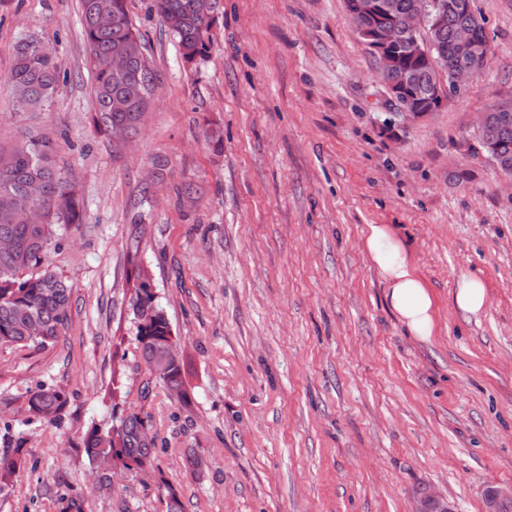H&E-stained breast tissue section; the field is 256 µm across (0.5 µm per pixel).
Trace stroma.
I'll list each match as a JSON object with an SVG mask.
<instances>
[{"mask_svg":"<svg viewBox=\"0 0 512 512\" xmlns=\"http://www.w3.org/2000/svg\"><path fill=\"white\" fill-rule=\"evenodd\" d=\"M150 5L127 0L158 88L118 151L90 122L79 0H0V77L23 33L54 46L68 73L36 114L0 84V144L34 126L59 134L84 204L46 259L74 286L66 332L45 349L0 346V454L20 431L37 463L0 493V512H59L73 488L87 512H167L162 481L185 512H413L425 486L484 512V488L512 483V180L472 128L512 96V0H475L487 66L412 121L344 0H221L193 69ZM209 121L224 129L218 155ZM367 224L390 225L416 259L437 302L432 341L389 307L361 249ZM135 239L180 339L188 407L137 349ZM468 275L489 294L476 319L454 304ZM38 383L68 391L61 424L22 425ZM115 389L150 416L158 448L152 469L103 479L81 437L108 420Z\"/></svg>","mask_w":512,"mask_h":512,"instance_id":"stroma-1","label":"stroma"}]
</instances>
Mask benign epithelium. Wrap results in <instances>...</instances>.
Masks as SVG:
<instances>
[{
    "label": "benign epithelium",
    "instance_id": "benign-epithelium-1",
    "mask_svg": "<svg viewBox=\"0 0 512 512\" xmlns=\"http://www.w3.org/2000/svg\"><path fill=\"white\" fill-rule=\"evenodd\" d=\"M389 0H356L353 5L352 17L358 33L364 43L378 58L379 73L389 96L396 102H402L406 109L401 116L406 120H415L431 116L438 112L445 102L444 91L436 87L432 95L412 112L409 107L416 99L412 81L409 76H395L397 68L393 49L399 43L400 34H415L425 24L439 26L442 15L448 11V3L438 0H415L413 9L405 14L396 27L369 25V20L377 15L390 11ZM484 512H512V484L505 486H489L484 490ZM413 512H456L447 497L425 487L415 495Z\"/></svg>",
    "mask_w": 512,
    "mask_h": 512
}]
</instances>
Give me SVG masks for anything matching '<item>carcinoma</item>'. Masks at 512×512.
Masks as SVG:
<instances>
[{"label": "carcinoma", "mask_w": 512, "mask_h": 512, "mask_svg": "<svg viewBox=\"0 0 512 512\" xmlns=\"http://www.w3.org/2000/svg\"><path fill=\"white\" fill-rule=\"evenodd\" d=\"M221 0H152V9L162 24L177 39L185 64L197 65L207 52L209 30L202 29V18H219ZM81 22L87 48L86 62L92 79L93 121L107 132L122 126L134 135L144 122L149 107L151 85L157 77L145 54L143 39L128 13L126 0H80ZM106 14L102 25L99 16ZM474 29L479 43L489 44L485 29L471 13L448 10L438 28L426 27V43L437 66L412 63L414 83L424 93L437 80L436 68L445 71L466 68L479 73L484 68L480 54H461L455 48L457 32ZM11 67L3 80L22 112H42L49 107L67 73L56 50L34 34L19 36L9 48ZM129 55L128 67L112 70V57ZM488 130L496 148L486 152L498 165L512 166V117L505 118L490 106ZM206 144L214 152L224 148L220 126L204 132ZM39 184L42 196L30 194ZM42 219H32L33 211ZM82 219L79 191L57 160L56 138L37 130L24 132L10 148H0V345L48 347L55 344L69 325L73 284L45 266L49 246L59 239V230ZM139 247L127 253L133 270V309L151 310L149 319L136 323L135 339L147 367L163 358L172 326L156 303L152 283L143 274ZM36 268L38 272L28 273ZM186 368L174 366L159 378L179 403L188 406L191 396L185 390ZM69 403V394L54 385L39 384L26 392L25 421L45 420L59 424ZM149 416L138 411H120L107 427L89 428L83 437L82 451L88 464L103 472L118 466L138 473L153 465L156 436H146ZM25 440L16 442L12 454L0 456V493L10 486L16 470L25 465L30 450ZM60 512H85V495L68 494L60 500Z\"/></svg>", "instance_id": "carcinoma-1"}]
</instances>
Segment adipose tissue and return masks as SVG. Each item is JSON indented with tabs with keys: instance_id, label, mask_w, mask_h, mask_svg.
Wrapping results in <instances>:
<instances>
[{
	"instance_id": "ef3b65f1",
	"label": "adipose tissue",
	"mask_w": 512,
	"mask_h": 512,
	"mask_svg": "<svg viewBox=\"0 0 512 512\" xmlns=\"http://www.w3.org/2000/svg\"><path fill=\"white\" fill-rule=\"evenodd\" d=\"M362 243L400 322L420 341H430L437 331L436 303L412 254L387 224L364 225Z\"/></svg>"
}]
</instances>
